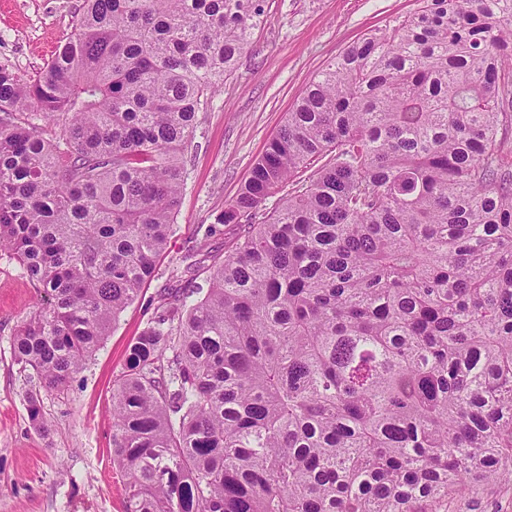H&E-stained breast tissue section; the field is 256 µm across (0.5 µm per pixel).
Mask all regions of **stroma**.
<instances>
[{"label":"stroma","instance_id":"1","mask_svg":"<svg viewBox=\"0 0 512 512\" xmlns=\"http://www.w3.org/2000/svg\"><path fill=\"white\" fill-rule=\"evenodd\" d=\"M81 0H0V63L39 72L70 36ZM415 0H266L248 54L199 113L176 232L154 279L61 392H41L46 430L27 412L32 389L12 339L40 306L34 283L0 250V512H125L126 479L112 461V388L127 349L154 317L163 288L202 245L223 256L233 226L214 219L237 196L267 142L317 74L363 35L392 28ZM448 512H512V480L449 498Z\"/></svg>","mask_w":512,"mask_h":512}]
</instances>
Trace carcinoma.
I'll return each mask as SVG.
<instances>
[{
    "label": "carcinoma",
    "mask_w": 512,
    "mask_h": 512,
    "mask_svg": "<svg viewBox=\"0 0 512 512\" xmlns=\"http://www.w3.org/2000/svg\"><path fill=\"white\" fill-rule=\"evenodd\" d=\"M264 3L82 0L41 72L0 64V249L48 296L13 339L34 427L153 278ZM508 123L512 0H418L307 85L216 217L232 249L201 282L185 256L127 352L126 512H447L512 475Z\"/></svg>",
    "instance_id": "carcinoma-1"
}]
</instances>
